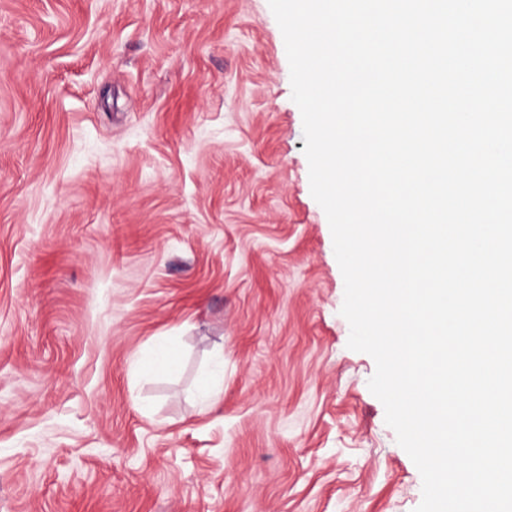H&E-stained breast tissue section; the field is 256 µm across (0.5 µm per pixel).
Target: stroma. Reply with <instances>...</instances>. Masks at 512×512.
<instances>
[{
	"label": "stroma",
	"mask_w": 512,
	"mask_h": 512,
	"mask_svg": "<svg viewBox=\"0 0 512 512\" xmlns=\"http://www.w3.org/2000/svg\"><path fill=\"white\" fill-rule=\"evenodd\" d=\"M304 147L268 0H0V512H414Z\"/></svg>",
	"instance_id": "obj_1"
}]
</instances>
